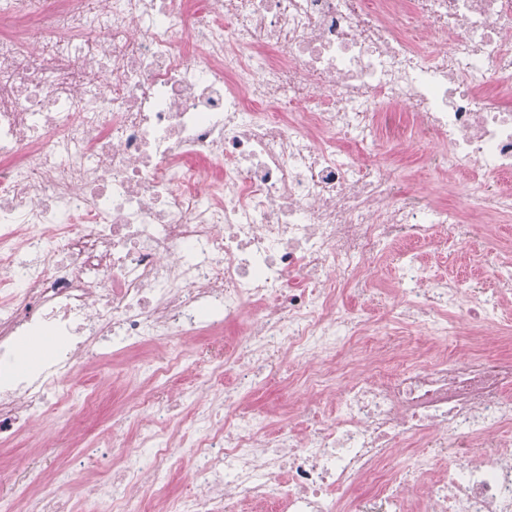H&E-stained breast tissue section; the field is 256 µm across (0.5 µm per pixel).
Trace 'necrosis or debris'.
I'll use <instances>...</instances> for the list:
<instances>
[{"instance_id":"1","label":"necrosis or debris","mask_w":512,"mask_h":512,"mask_svg":"<svg viewBox=\"0 0 512 512\" xmlns=\"http://www.w3.org/2000/svg\"><path fill=\"white\" fill-rule=\"evenodd\" d=\"M410 132L454 201L379 162ZM511 219L512 0H0V434L90 408L89 359L166 348L111 470L28 473L0 512H512V356L484 350L512 260L374 271ZM276 358L283 414L243 412ZM420 252H431L428 255V262L440 271L447 273L451 277H469L477 271L478 268V257L475 254L467 256L466 258L456 259L445 262L443 253L440 254L439 250L435 251L431 247H421ZM196 477L191 464L185 462L179 469L174 470L168 477V490L173 495L187 492L195 483Z\"/></svg>"}]
</instances>
